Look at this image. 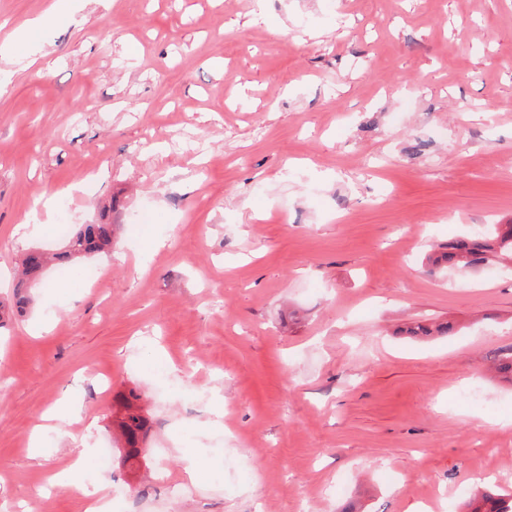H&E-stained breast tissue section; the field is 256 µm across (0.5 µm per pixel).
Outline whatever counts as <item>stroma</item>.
<instances>
[{
    "label": "stroma",
    "instance_id": "stroma-1",
    "mask_svg": "<svg viewBox=\"0 0 512 512\" xmlns=\"http://www.w3.org/2000/svg\"><path fill=\"white\" fill-rule=\"evenodd\" d=\"M114 195L111 254L50 265L0 330V512H83L90 477L125 488L110 512H455L512 487L486 361L512 262H428L512 224V0H69L0 58V297ZM132 389L136 470L112 434ZM63 399L80 417L42 432Z\"/></svg>",
    "mask_w": 512,
    "mask_h": 512
}]
</instances>
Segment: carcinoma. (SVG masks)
Here are the masks:
<instances>
[{"label": "carcinoma", "instance_id": "carcinoma-1", "mask_svg": "<svg viewBox=\"0 0 512 512\" xmlns=\"http://www.w3.org/2000/svg\"><path fill=\"white\" fill-rule=\"evenodd\" d=\"M113 206L103 209L94 224H79L67 235L66 250L56 254L55 259L64 262L105 253L112 249L116 225L112 224ZM512 254V224H502L490 235L478 234L467 239L451 240L441 251L429 257L436 266L477 267L490 263L495 258ZM47 257L40 249H34L23 258L24 280L16 285V303L24 305L27 297L23 288L36 282L42 274ZM489 359L504 379H512V345L498 348L489 353ZM139 395L130 394L125 399V414L117 423V429L125 453L124 462L130 467L140 463L143 443L148 426L147 419L136 412L135 401ZM465 512H512V488H492L474 495L463 505Z\"/></svg>", "mask_w": 512, "mask_h": 512}]
</instances>
